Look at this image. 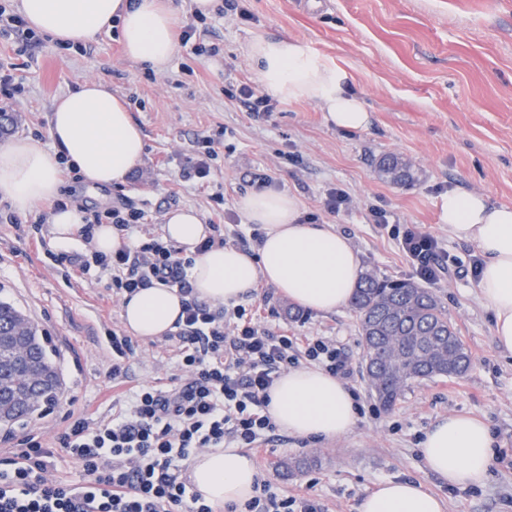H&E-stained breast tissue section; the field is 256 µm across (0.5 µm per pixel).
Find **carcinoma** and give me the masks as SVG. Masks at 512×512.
Wrapping results in <instances>:
<instances>
[{
	"label": "carcinoma",
	"mask_w": 512,
	"mask_h": 512,
	"mask_svg": "<svg viewBox=\"0 0 512 512\" xmlns=\"http://www.w3.org/2000/svg\"><path fill=\"white\" fill-rule=\"evenodd\" d=\"M379 169L396 182L411 179L408 166L394 155L382 158ZM351 309L358 322L370 391L386 408L392 407L412 384L437 376L461 375L471 364L448 311L429 288L408 280H381L368 272L355 291ZM26 321L21 310L0 301V336L12 334ZM28 359L37 372H56L50 352L40 341L28 348ZM58 393V387H47L13 402L0 395V407L8 406L5 423L28 419L36 402L49 404Z\"/></svg>",
	"instance_id": "carcinoma-1"
}]
</instances>
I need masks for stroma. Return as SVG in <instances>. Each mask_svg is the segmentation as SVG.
Returning a JSON list of instances; mask_svg holds the SVG:
<instances>
[{
	"label": "stroma",
	"mask_w": 512,
	"mask_h": 512,
	"mask_svg": "<svg viewBox=\"0 0 512 512\" xmlns=\"http://www.w3.org/2000/svg\"><path fill=\"white\" fill-rule=\"evenodd\" d=\"M247 22L214 21L207 38L219 55L179 47L166 73L150 72L126 57L118 32L68 49L40 38L23 69L25 89L15 104L11 137L36 130L52 147L48 116L55 99L87 79L108 82L141 128L145 154L128 184L95 193L64 173L88 211L111 207L117 196L132 199L159 232L165 214L193 207L204 218L252 228L237 208L253 189V177H272V188L295 196L302 212L347 236L364 269L382 279H408L412 272L396 240L370 223L367 206L381 201L398 222L419 224L437 235L459 260L457 272L435 292L471 354L468 371L435 378L404 391L393 409L380 407L364 372V349L355 316L345 308L331 314L300 310L289 317L287 296L273 286L255 290L246 304L258 307L275 330L291 336L335 338L355 369L348 387L360 410L352 431L333 439H310L276 430L265 450L251 459L260 478L284 496L306 494L326 512H357L360 500L389 479L412 480L441 497L446 512H512V354L494 340L493 314L476 291L470 261L478 250L452 237L440 217L451 189L484 194L512 206V0H329L317 10L300 0H247ZM295 39L349 75L372 115L365 131L328 124L310 102H278L269 120L253 119L225 88L258 84L246 46L255 39ZM219 136L218 157L207 183L179 181L178 173L202 133ZM410 162L413 180L382 178L386 155ZM340 187L350 209L323 213L327 190ZM223 194L216 204L215 194ZM45 247L0 222V301L22 310L47 347L59 357L62 389L42 422L46 441L65 428L67 409L102 418L112 412V361L102 338L121 329L119 301L107 278L65 279L46 258ZM128 386L168 382L173 352L162 339H134ZM468 414L485 421L494 439L492 466L478 488L449 486L428 471L420 448L438 418ZM318 456L319 466L284 473L280 462Z\"/></svg>",
	"instance_id": "obj_1"
}]
</instances>
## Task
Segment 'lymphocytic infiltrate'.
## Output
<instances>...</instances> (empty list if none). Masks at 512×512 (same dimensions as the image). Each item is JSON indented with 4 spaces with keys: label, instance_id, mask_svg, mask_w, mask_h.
Returning <instances> with one entry per match:
<instances>
[{
    "label": "lymphocytic infiltrate",
    "instance_id": "obj_1",
    "mask_svg": "<svg viewBox=\"0 0 512 512\" xmlns=\"http://www.w3.org/2000/svg\"><path fill=\"white\" fill-rule=\"evenodd\" d=\"M36 36L24 19L0 0V41L10 43L14 59L0 58V112L11 111L24 87L16 60ZM369 215L387 231L427 285L440 284L456 264L440 239L418 224L398 223L373 204ZM145 213L127 198L112 209L86 216L82 230L91 239L98 224L124 232L130 243L112 255L49 252L65 278L99 271L112 295L123 299L162 284L177 288L183 318L166 341L174 350L173 384H141L129 389L109 418L70 416L53 443L34 430L8 436L0 454V512H216L181 477L185 463L208 448L259 449L276 426L268 415L275 380L300 360H308L340 380L354 374L348 354L327 337L285 336L262 324L244 305L214 307L193 294L192 258L144 227ZM78 461L75 480L48 478L55 453ZM226 512H324L305 496H283L269 485L257 487L243 505Z\"/></svg>",
    "mask_w": 512,
    "mask_h": 512
}]
</instances>
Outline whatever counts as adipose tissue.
I'll use <instances>...</instances> for the list:
<instances>
[{"mask_svg": "<svg viewBox=\"0 0 512 512\" xmlns=\"http://www.w3.org/2000/svg\"><path fill=\"white\" fill-rule=\"evenodd\" d=\"M30 28L51 42L94 41L118 30L128 57L162 72L176 49L178 6L175 0H21ZM266 92L283 101L307 100L341 130H366L371 114L353 91L347 72L328 64L297 40L259 38L247 47ZM55 150L31 137L0 145V201L19 216L57 199L62 166L80 171L90 189L121 186L144 153L139 126L110 85L87 79L55 102L49 116ZM239 210L260 225L264 241L256 254L235 247L197 253L207 237L202 215L191 208L165 216L162 237L193 258L191 282L197 297L219 306L244 298L258 281L273 284L297 305L333 312L349 305L361 276V260L347 237L329 224L301 221L299 201L271 190L239 198ZM441 219L453 236L472 242L483 257L476 282L479 296L494 314L496 344L512 352V206L490 205L484 195L448 191L441 200ZM51 241L78 242L85 223L82 205L67 203L51 212ZM182 310L176 289L156 284L139 289L121 304L125 331L155 339L173 331ZM268 411L278 427L298 436L340 437L356 422L347 386L326 372L309 367L289 369L270 391ZM427 470L461 488L483 485L494 457L488 425L467 414L437 421L421 443ZM191 483L217 505L251 498L259 481L252 461L238 448L196 454ZM358 512H444L440 499L408 480H388L365 496Z\"/></svg>", "mask_w": 512, "mask_h": 512, "instance_id": "ef3b65f1", "label": "adipose tissue"}]
</instances>
